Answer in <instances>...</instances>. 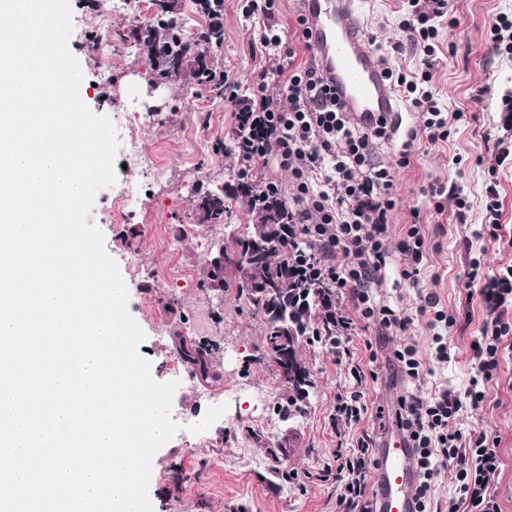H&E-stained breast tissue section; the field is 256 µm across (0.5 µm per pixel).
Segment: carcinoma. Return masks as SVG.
<instances>
[{"label": "carcinoma", "mask_w": 512, "mask_h": 512, "mask_svg": "<svg viewBox=\"0 0 512 512\" xmlns=\"http://www.w3.org/2000/svg\"><path fill=\"white\" fill-rule=\"evenodd\" d=\"M174 2V10L154 13L153 19L134 34V41L146 55L150 76L169 85L183 80L223 96L224 71L218 68V59L224 48V0H195L208 23L186 36L178 30L181 0ZM190 203L200 224L222 222L229 209L224 191H215L202 180L195 185ZM241 203L253 216V223L243 234L233 237L224 251L237 256L259 252L262 258L247 266L229 260L220 271L210 265L207 280L213 286L235 285L240 295L257 306L266 323L263 348L268 358L288 335L290 326H299L300 347L308 342H332L336 336L334 292L312 279L296 276L301 260L296 251H288L286 244L291 229L288 206L281 198L250 184L241 194ZM258 285L270 286L274 291L260 294L254 291ZM178 347L197 377L203 381L215 378L205 346L181 338ZM289 368L304 372L305 382L287 387V404H279L277 414L294 419L304 414L313 382L299 352H294Z\"/></svg>", "instance_id": "cac0c4a2"}]
</instances>
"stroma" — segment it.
<instances>
[{
	"label": "stroma",
	"instance_id": "1",
	"mask_svg": "<svg viewBox=\"0 0 512 512\" xmlns=\"http://www.w3.org/2000/svg\"><path fill=\"white\" fill-rule=\"evenodd\" d=\"M109 0H70L72 31L68 47L82 74V100L94 113L110 119L125 116L127 131L151 148L166 165L163 182H146L145 208L115 222L106 213V194L98 192L88 221L104 236L129 292L128 310L145 335L141 355L153 378L177 382L172 413L182 425L153 457V512H337L339 491L326 478L337 448L356 447L361 437L379 441L398 396L410 392L428 399L448 388L464 392L469 380L471 344L480 338L487 313L479 294L464 281L472 258L487 271L512 262L506 239L512 236V168L489 174L476 158L493 145L500 124L504 92L512 91V59L493 56L488 37L491 21L512 15V0H448L455 26H442V54L431 86L448 114L449 135L436 144L421 141L408 167L395 171L400 199L391 216L393 237L418 222L426 258L419 283L401 281L402 257L392 253L375 286L377 302L399 309L410 322L405 331L380 335L376 328L336 334L335 344L303 346L301 357L314 382L306 414L294 423L290 457L275 459L271 448L283 440L286 427L276 419L285 393L268 362L262 359L265 323L257 308L237 297L235 288L217 292L203 283L206 268L224 240L239 233L251 217L233 203L223 223L201 224L195 218L187 188L205 180L211 188L236 185L242 165L231 150L216 152L234 129L233 114L270 82L277 65L260 44L261 19L247 17L240 0H224V71L241 94L213 102L209 93L187 84L151 89L146 64L136 48L120 49L112 60V79L96 80L98 60L85 34ZM402 12L400 0H358L365 48L387 56L392 68L416 71L419 56L411 48L396 54ZM487 89L483 104L473 97ZM210 113L199 126V113ZM461 186L470 208L458 218L454 200L435 211L426 191L433 185ZM495 186L502 205L500 240L483 233L488 186ZM434 297L455 324L449 330L451 358L434 357L435 331L417 313ZM206 345L216 381L200 382L182 359L176 337ZM417 350L422 365L418 380L402 376L393 351L398 345ZM361 365L368 413L356 424L337 423L336 397L350 391L352 365ZM478 404L465 405L464 431L484 432L499 442L502 460L490 494L499 512H512V352L485 387ZM224 396L223 427L193 434L209 397Z\"/></svg>",
	"mask_w": 512,
	"mask_h": 512
}]
</instances>
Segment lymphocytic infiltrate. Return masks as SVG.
I'll use <instances>...</instances> for the list:
<instances>
[{
    "label": "lymphocytic infiltrate",
    "instance_id": "1",
    "mask_svg": "<svg viewBox=\"0 0 512 512\" xmlns=\"http://www.w3.org/2000/svg\"><path fill=\"white\" fill-rule=\"evenodd\" d=\"M408 5L399 27L421 56L422 68L413 77L391 69L384 72L401 101L423 118L420 128L407 130L395 151V167L401 168L410 165L420 138L431 143L448 138V115L428 88L448 0H408ZM298 25L299 39L294 43L269 25L261 34L262 45L279 61L277 88L260 87L248 111L235 113L249 142L238 158L246 168L272 159L290 174L294 244L318 280L354 302V315L337 316V327L348 331L362 323L385 331L405 329L407 318L378 304L369 292L387 264L390 248L404 257L403 280L418 281L424 260V239L417 225H408L397 245L389 243V219L398 198L393 167L377 164L374 149L391 140L395 120L383 113L359 122L345 112L318 67L296 64L297 51L308 45L310 31L306 18H299ZM466 278L467 287L477 288L488 314L481 338L472 345L467 400L476 404L484 399L485 384L512 346V324L505 319L512 309V264L487 273L476 260ZM464 401L445 390L428 400L413 394L397 399L396 424L414 450L420 475L417 512H427L431 482L448 468L455 473L448 512H495L488 491L502 460L496 441L484 435L465 436L459 428ZM373 456L364 438L357 447L337 449L339 512H373L367 480L375 465Z\"/></svg>",
    "mask_w": 512,
    "mask_h": 512
}]
</instances>
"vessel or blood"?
<instances>
[{
    "mask_svg": "<svg viewBox=\"0 0 512 512\" xmlns=\"http://www.w3.org/2000/svg\"><path fill=\"white\" fill-rule=\"evenodd\" d=\"M312 29L311 52L346 111L355 119L393 112L391 86L372 54L364 49L356 0H299ZM377 512H416L419 476L413 450L402 432L377 450Z\"/></svg>",
    "mask_w": 512,
    "mask_h": 512,
    "instance_id": "vessel-or-blood-1",
    "label": "vessel or blood"
}]
</instances>
